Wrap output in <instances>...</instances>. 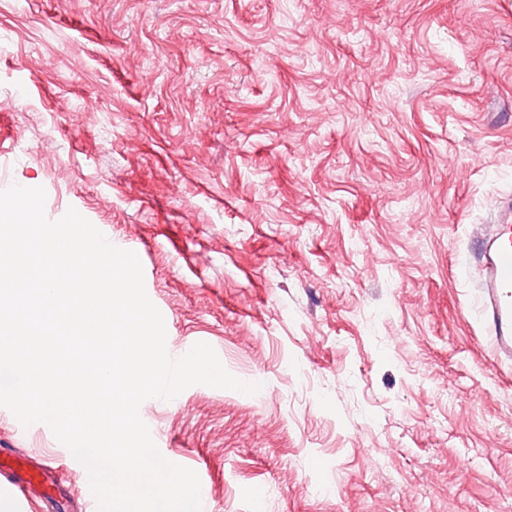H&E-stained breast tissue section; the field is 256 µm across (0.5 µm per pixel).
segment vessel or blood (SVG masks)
Returning <instances> with one entry per match:
<instances>
[{"instance_id":"vessel-or-blood-1","label":"vessel or blood","mask_w":512,"mask_h":512,"mask_svg":"<svg viewBox=\"0 0 512 512\" xmlns=\"http://www.w3.org/2000/svg\"><path fill=\"white\" fill-rule=\"evenodd\" d=\"M480 279L475 288L482 322L489 330L495 358L512 362V208L484 234L475 253ZM14 449L0 448V491L14 512H26L35 495L36 478L13 468Z\"/></svg>"}]
</instances>
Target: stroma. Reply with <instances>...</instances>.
<instances>
[{
    "label": "stroma",
    "instance_id": "1",
    "mask_svg": "<svg viewBox=\"0 0 512 512\" xmlns=\"http://www.w3.org/2000/svg\"><path fill=\"white\" fill-rule=\"evenodd\" d=\"M0 177L136 253L172 357L261 382L140 407L209 512H512V365L473 303L512 0H0ZM0 446L83 512L47 425L0 407Z\"/></svg>",
    "mask_w": 512,
    "mask_h": 512
}]
</instances>
